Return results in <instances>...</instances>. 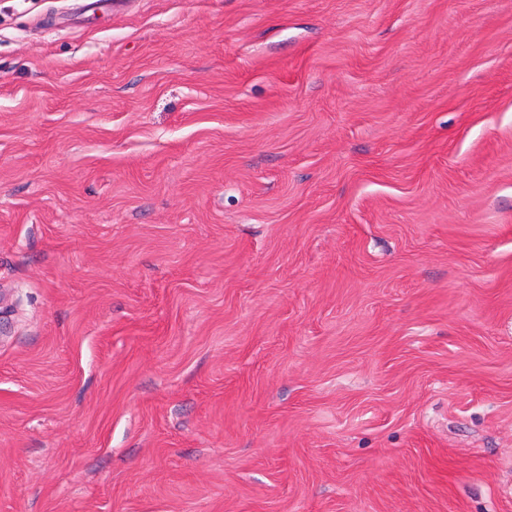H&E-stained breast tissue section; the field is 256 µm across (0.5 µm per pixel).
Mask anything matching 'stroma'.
Wrapping results in <instances>:
<instances>
[{
	"label": "stroma",
	"mask_w": 512,
	"mask_h": 512,
	"mask_svg": "<svg viewBox=\"0 0 512 512\" xmlns=\"http://www.w3.org/2000/svg\"><path fill=\"white\" fill-rule=\"evenodd\" d=\"M0 0V512H512V0Z\"/></svg>",
	"instance_id": "obj_1"
}]
</instances>
